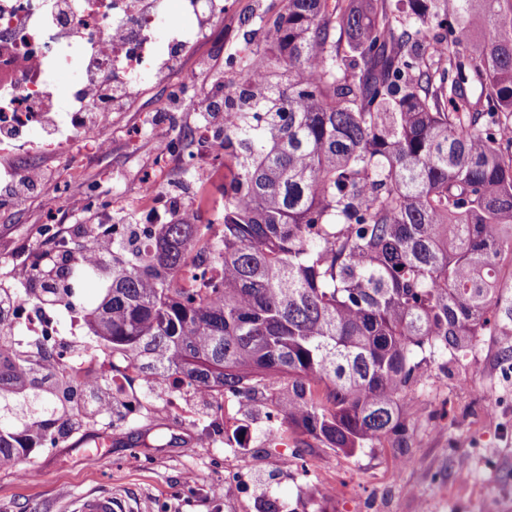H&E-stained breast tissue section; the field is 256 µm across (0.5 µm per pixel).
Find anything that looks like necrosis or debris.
<instances>
[{
  "instance_id": "necrosis-or-debris-1",
  "label": "necrosis or debris",
  "mask_w": 512,
  "mask_h": 512,
  "mask_svg": "<svg viewBox=\"0 0 512 512\" xmlns=\"http://www.w3.org/2000/svg\"><path fill=\"white\" fill-rule=\"evenodd\" d=\"M53 0H0V131L13 130L9 140L0 139V155L26 149L29 133L47 131L65 122L72 138L87 146L104 148L110 127L91 129L78 123L72 98L90 99L85 84L87 50L114 42V52L98 55L97 65L112 83L128 85L150 79L169 81L171 66L182 46L188 45L195 19L214 23L224 17V0H181V21H174L164 0H68L67 13L55 15L46 27L29 26V18L45 14ZM125 32L112 40L115 29ZM168 174L166 164L157 165L141 184L140 194L148 207L144 224L169 223L185 205H173L162 188ZM9 315L21 321L26 336L16 348L32 361H40L41 343L54 346L52 366L59 377L85 387L105 380L120 392L130 418H144L143 395L147 383L123 355L99 346L96 353L81 355L87 342L82 311H74L68 333H61L52 309L15 302ZM166 409L190 426H205L219 437L232 433L234 401L215 387L199 392L179 376L163 384ZM203 397L212 406L207 419H200L192 404Z\"/></svg>"
}]
</instances>
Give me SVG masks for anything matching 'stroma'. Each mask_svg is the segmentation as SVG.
<instances>
[{
    "mask_svg": "<svg viewBox=\"0 0 512 512\" xmlns=\"http://www.w3.org/2000/svg\"><path fill=\"white\" fill-rule=\"evenodd\" d=\"M281 8V0H224L223 22L180 59V69L196 72L198 81L179 111H170L166 86L144 85L113 113L108 150L73 144L54 154L8 156V164L21 169L56 165L58 177L26 204L0 211V283L11 284L16 265L46 250L39 225L53 220L65 232L77 225L84 233L98 232L97 209L72 202L79 184L125 200L126 208L113 210L114 219L138 209L139 186L165 151L147 112L166 107L165 119L185 154H194V99L212 85L238 80L233 58L259 43L261 17H274ZM173 170V182L199 206L202 219L223 218V168L202 177L178 161ZM404 405L424 413L407 451L385 438L352 455L312 443L292 426L269 432L263 404L239 409L236 419L250 435L235 463L248 480L228 483L227 462L206 432L177 431L172 417L127 420L118 401L107 419L84 425L58 447L37 450V478H21L29 465L24 460L15 471L0 472V512H72L78 496L101 492L112 494L120 512H264L270 503L278 512H512V353L498 337H477L447 370L432 366L426 387L409 392ZM95 447L105 458L90 469L83 454ZM463 458L470 465L464 480L458 475ZM336 482L344 494L327 496Z\"/></svg>",
    "mask_w": 512,
    "mask_h": 512,
    "instance_id": "35a3bbf8",
    "label": "stroma"
}]
</instances>
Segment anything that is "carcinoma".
<instances>
[{
    "label": "carcinoma",
    "mask_w": 512,
    "mask_h": 512,
    "mask_svg": "<svg viewBox=\"0 0 512 512\" xmlns=\"http://www.w3.org/2000/svg\"><path fill=\"white\" fill-rule=\"evenodd\" d=\"M224 88V224L112 238V277L84 311L93 335L161 383L177 374L251 402L288 381L282 422L345 454L417 415L401 398L431 357L478 336L512 348V0H282ZM480 93L470 99V86ZM223 264L182 288L202 257ZM101 268L58 279L92 281ZM69 291L0 288V469L110 411L14 348L10 303ZM222 277V267L215 261H204L189 265L180 276L179 283L183 288H210L211 284Z\"/></svg>",
    "instance_id": "carcinoma-1"
}]
</instances>
